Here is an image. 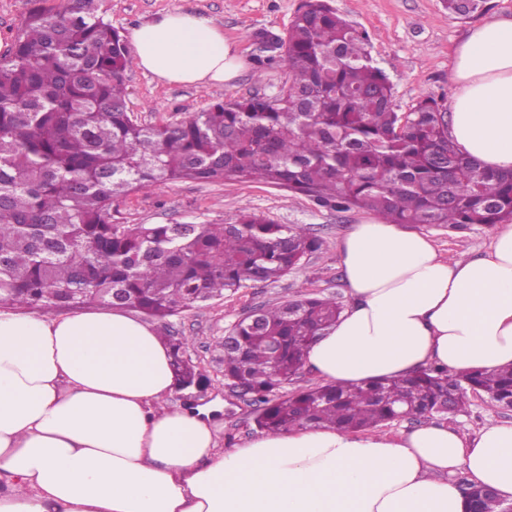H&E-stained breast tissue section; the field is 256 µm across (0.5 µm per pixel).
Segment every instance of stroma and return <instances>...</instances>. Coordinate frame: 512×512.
<instances>
[{
    "label": "stroma",
    "instance_id": "stroma-1",
    "mask_svg": "<svg viewBox=\"0 0 512 512\" xmlns=\"http://www.w3.org/2000/svg\"><path fill=\"white\" fill-rule=\"evenodd\" d=\"M337 13L370 36L371 54L393 85V107L409 111L419 96L447 105L453 93L450 67L453 49L468 28L490 18H512V0H488L484 10L468 17L448 12L443 0H330ZM300 0H105L107 17L122 35L145 20L176 10H195L219 24L237 40L244 67L221 87L164 84L137 67L125 74L127 106L146 125L180 120L230 97L271 96L288 80L286 66L262 52L256 35L284 34ZM246 212L279 224H298L322 242L320 251L279 282L245 288L203 307H190L169 318L168 327L188 340L187 355L207 372L211 384L176 391L169 407L208 410L220 447L233 448L257 433L256 412L247 399L233 396L219 377L224 336L246 313L268 303L309 295L351 298L341 268L339 243L366 211L344 212L317 206L308 197L259 181L203 183L184 180L158 186L112 203L116 224H231ZM444 256L478 257L489 248L496 225L476 224L455 232L436 224H419Z\"/></svg>",
    "mask_w": 512,
    "mask_h": 512
}]
</instances>
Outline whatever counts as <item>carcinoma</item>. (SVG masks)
<instances>
[{
	"mask_svg": "<svg viewBox=\"0 0 512 512\" xmlns=\"http://www.w3.org/2000/svg\"><path fill=\"white\" fill-rule=\"evenodd\" d=\"M467 17L485 0H445ZM288 84L274 96L229 98L145 125L128 110L130 51L103 0L31 9L0 54V307L53 315L75 307L131 309L163 320L256 283L273 284L320 251L298 224L246 213L234 224H114L112 201L182 180L253 181L329 209L371 211L394 224L452 231L512 220V171L463 156L448 115L421 96L393 108V87L366 32L329 0H301L269 59ZM344 310L336 297L273 303L237 321L224 381L256 405L270 433L304 425L375 428L410 409L437 417L468 394L512 407V366L465 375L430 367L364 385L322 384L287 395L309 346ZM183 388L204 380L186 339L165 337ZM469 512H504L465 488Z\"/></svg>",
	"mask_w": 512,
	"mask_h": 512,
	"instance_id": "obj_1",
	"label": "carcinoma"
}]
</instances>
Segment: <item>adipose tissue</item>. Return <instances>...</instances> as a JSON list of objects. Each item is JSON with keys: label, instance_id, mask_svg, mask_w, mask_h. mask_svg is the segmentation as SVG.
<instances>
[{"label": "adipose tissue", "instance_id": "adipose-tissue-1", "mask_svg": "<svg viewBox=\"0 0 512 512\" xmlns=\"http://www.w3.org/2000/svg\"><path fill=\"white\" fill-rule=\"evenodd\" d=\"M135 65L167 83L220 86L239 56L212 19L177 10L131 33ZM448 134L512 169V19L456 44ZM351 304L305 366L365 384L430 367L512 364V225L480 257L370 217L340 244ZM177 381L156 330L122 309H0V512H466L449 474L512 501V423L475 434L430 421L397 435L304 426L219 447L205 411L168 408Z\"/></svg>", "mask_w": 512, "mask_h": 512}]
</instances>
